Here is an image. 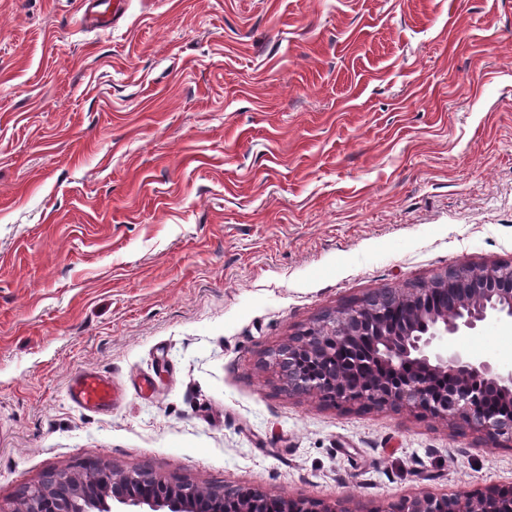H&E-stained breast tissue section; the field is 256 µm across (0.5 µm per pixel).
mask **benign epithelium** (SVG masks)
Returning <instances> with one entry per match:
<instances>
[{"label": "benign epithelium", "instance_id": "obj_1", "mask_svg": "<svg viewBox=\"0 0 512 512\" xmlns=\"http://www.w3.org/2000/svg\"><path fill=\"white\" fill-rule=\"evenodd\" d=\"M457 287V298L443 306L431 301L433 286ZM404 307L402 328H391L378 305L366 298L325 317L304 332L315 340H291L272 364L318 360L336 351L354 356L365 378L351 373L304 375L286 372L289 389L325 397L336 404L373 403L405 408L467 427L477 438L512 446V364L475 357L450 342L489 323L512 325V263L448 268L425 288L396 291ZM203 488L171 483L148 472L120 475L67 474L38 483L11 512H199ZM496 488L406 499L399 512H503ZM277 512H338L319 501L275 499Z\"/></svg>", "mask_w": 512, "mask_h": 512}]
</instances>
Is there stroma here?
I'll list each match as a JSON object with an SVG mask.
<instances>
[{"instance_id": "1", "label": "stroma", "mask_w": 512, "mask_h": 512, "mask_svg": "<svg viewBox=\"0 0 512 512\" xmlns=\"http://www.w3.org/2000/svg\"><path fill=\"white\" fill-rule=\"evenodd\" d=\"M512 262V0H0V507L84 465L391 512L512 447L287 390L271 351ZM454 347L512 363V327ZM96 371L105 412L67 388ZM126 0H84V23L93 29H107L118 25L126 14ZM113 394L112 382L91 371L78 373L68 389V395L74 404L92 411L111 409Z\"/></svg>"}]
</instances>
